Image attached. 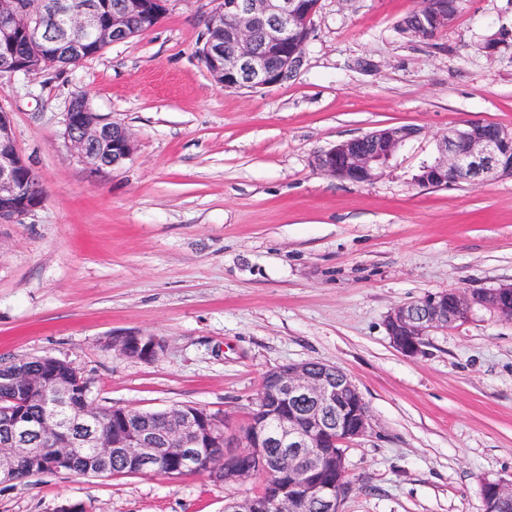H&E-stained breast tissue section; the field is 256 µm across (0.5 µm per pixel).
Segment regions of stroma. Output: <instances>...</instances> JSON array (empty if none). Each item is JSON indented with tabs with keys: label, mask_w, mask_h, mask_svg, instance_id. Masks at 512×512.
Wrapping results in <instances>:
<instances>
[{
	"label": "stroma",
	"mask_w": 512,
	"mask_h": 512,
	"mask_svg": "<svg viewBox=\"0 0 512 512\" xmlns=\"http://www.w3.org/2000/svg\"><path fill=\"white\" fill-rule=\"evenodd\" d=\"M216 0H168L151 29L74 67L0 81V111L47 191L0 225V362L51 355L95 379L104 406L222 411L230 430L264 375L319 361L362 392L373 430L346 450L342 512H482V480L512 476V322L476 311L392 346L385 319L429 292L512 284V177L425 189L434 137L512 127V44L483 49L512 0H468L434 39L398 33L418 0H319L296 77L216 84L198 50ZM124 124L132 157L92 173L63 137L71 99ZM425 130L370 184L318 171L337 142ZM161 337L142 361L110 335ZM256 481L47 473L0 483V512H224Z\"/></svg>",
	"instance_id": "1"
}]
</instances>
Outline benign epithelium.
<instances>
[{"mask_svg":"<svg viewBox=\"0 0 512 512\" xmlns=\"http://www.w3.org/2000/svg\"><path fill=\"white\" fill-rule=\"evenodd\" d=\"M161 0H126L122 9L110 12L89 3L79 10L43 9L32 14L19 0H0V44L9 47L22 32L54 36L56 55L76 57L82 49L64 36L78 30L107 47L129 37L130 19L137 14L162 16ZM316 6L307 0H220L208 16L211 28L224 30V42L209 41L202 54L214 81L226 89H266L295 76L303 53L300 38L311 27ZM417 37L447 28L448 6L444 0H422L414 12ZM421 133L411 125L389 126L360 137L340 141L315 157L317 170L355 184L378 180L397 154ZM64 138L83 162L96 173L121 167L133 154L127 129L119 122L93 111L87 101L74 99L64 117ZM512 176V130L483 121H469L437 139L436 155L424 160L412 177L426 189H446L469 181L483 183L490 176ZM38 180L14 145L8 113H0V224H14L41 207L45 198L33 193L30 182ZM486 310L512 321V284L482 290L449 289L429 292L416 301L393 309L385 320L392 346L401 354L422 353L427 337L469 321L477 310ZM108 345L116 355L151 361L165 348L162 338L142 332L115 334ZM267 396L260 409L238 436L237 466L224 467V459L211 451L214 433L200 426L195 413L168 431L172 448H156L151 435L138 429L125 436L106 437L93 424L95 405L71 407L72 389L56 379L54 363L43 362L39 376L20 375L26 389L43 392L46 411L40 425L22 420V413L0 416V483L16 476L41 458L43 436L62 438L56 460L85 470L88 476L112 474V454L120 455L126 473L137 475L157 459L169 463L170 472L185 466L226 483L253 478L256 469L268 467L263 452L268 446L282 451L273 465L284 481L269 498H249L237 503L235 512H272L278 502L293 503L294 512L315 505L320 512H340L343 499L352 491L347 479L345 454L340 445L369 435L372 420L367 403L351 377L329 367L312 370L305 363L288 370L269 371ZM336 412V420L327 415ZM336 478H319L323 467ZM306 482L296 484L297 472ZM481 495L484 512H512V478L485 479Z\"/></svg>","mask_w":512,"mask_h":512,"instance_id":"1","label":"benign epithelium"}]
</instances>
